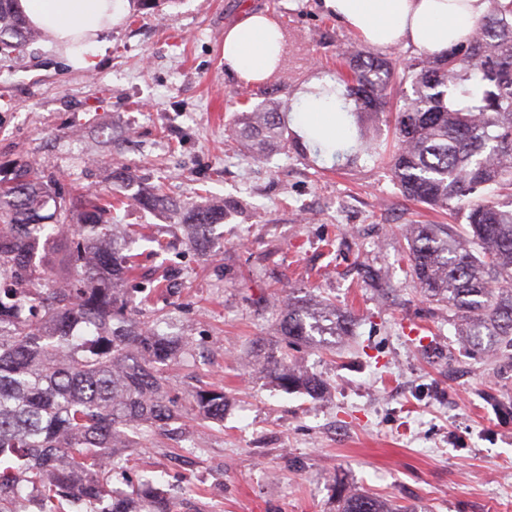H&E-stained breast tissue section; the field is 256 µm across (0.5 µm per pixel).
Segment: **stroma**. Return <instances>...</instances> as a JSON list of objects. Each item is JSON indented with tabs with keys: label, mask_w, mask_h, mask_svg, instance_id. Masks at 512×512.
<instances>
[{
	"label": "stroma",
	"mask_w": 512,
	"mask_h": 512,
	"mask_svg": "<svg viewBox=\"0 0 512 512\" xmlns=\"http://www.w3.org/2000/svg\"><path fill=\"white\" fill-rule=\"evenodd\" d=\"M250 10L284 28L292 59L245 87L224 67V33ZM105 40L88 69L44 38L0 53V165L111 197L108 221L133 228L139 255L125 295L153 289L163 332L192 344L194 363L164 369L181 435L130 451L113 487L152 472L175 512H337L344 492L512 512V358L470 353L405 260L403 226L435 213L404 201L378 160L338 162L306 140L255 161L225 133L248 95L293 106L354 35L319 0H127ZM117 165L181 204L223 200L216 246L199 253L166 213L121 200ZM379 271L394 292L372 285ZM287 288L353 313L352 333L292 344L277 331ZM283 352L324 380L321 394L262 372ZM205 384L227 395L223 421L190 403Z\"/></svg>",
	"instance_id": "obj_1"
}]
</instances>
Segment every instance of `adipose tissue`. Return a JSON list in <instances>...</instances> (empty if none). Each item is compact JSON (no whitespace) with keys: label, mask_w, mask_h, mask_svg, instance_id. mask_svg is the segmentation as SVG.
I'll list each match as a JSON object with an SVG mask.
<instances>
[{"label":"adipose tissue","mask_w":512,"mask_h":512,"mask_svg":"<svg viewBox=\"0 0 512 512\" xmlns=\"http://www.w3.org/2000/svg\"><path fill=\"white\" fill-rule=\"evenodd\" d=\"M362 42L377 48L404 44L416 53L441 54L465 41L487 0H321ZM27 21L70 63L90 68L94 48L123 7V0H19ZM274 28L265 14L249 11L224 35V65L238 79H260L273 65ZM295 123L301 134L330 145L346 135L334 104L303 101Z\"/></svg>","instance_id":"adipose-tissue-1"}]
</instances>
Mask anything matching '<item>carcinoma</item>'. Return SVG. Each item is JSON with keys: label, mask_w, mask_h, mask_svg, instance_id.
I'll return each mask as SVG.
<instances>
[{"label": "carcinoma", "mask_w": 512, "mask_h": 512, "mask_svg": "<svg viewBox=\"0 0 512 512\" xmlns=\"http://www.w3.org/2000/svg\"><path fill=\"white\" fill-rule=\"evenodd\" d=\"M469 38L440 55L398 67L351 48L337 55L332 84L315 92L355 120L358 147L332 154L354 162L376 152L363 116L387 110L393 84L408 83L395 116L388 166L401 196L464 216L466 228L411 224L407 260L426 299L448 308L475 349L495 341L512 349V3L488 0ZM17 0H0V52L37 41ZM228 137L261 160L288 147L282 104L264 99L236 113ZM118 191L149 210L168 211L191 229L196 249L214 246L224 202L180 206L142 185L125 167ZM52 213L45 215L43 211ZM109 208L83 188L61 192L52 175L27 161L0 180V512H174L146 475L112 494L134 436L164 434L183 418L168 398L162 366L191 356L183 336L161 332L164 318L142 321L115 284L134 278L137 256L108 223ZM348 311L309 307L294 293L279 321L284 336H343ZM269 371L288 392L319 394L323 381L283 357ZM193 404L222 421V388L196 391ZM339 512H413L366 494H346Z\"/></svg>", "instance_id": "obj_1"}]
</instances>
